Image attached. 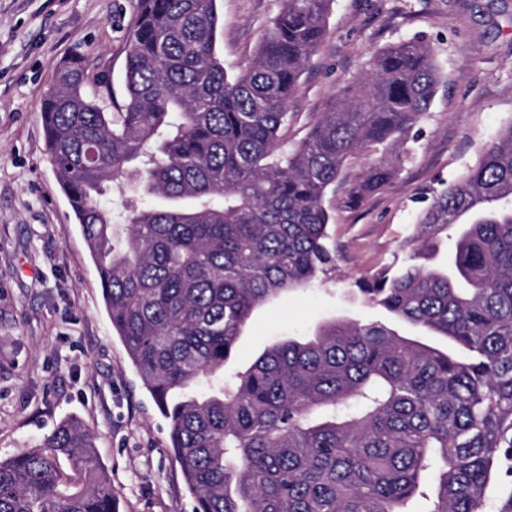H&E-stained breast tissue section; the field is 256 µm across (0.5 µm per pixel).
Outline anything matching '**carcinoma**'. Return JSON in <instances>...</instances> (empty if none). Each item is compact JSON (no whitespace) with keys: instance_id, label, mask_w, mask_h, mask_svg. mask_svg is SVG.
<instances>
[{"instance_id":"cac0c4a2","label":"carcinoma","mask_w":512,"mask_h":512,"mask_svg":"<svg viewBox=\"0 0 512 512\" xmlns=\"http://www.w3.org/2000/svg\"><path fill=\"white\" fill-rule=\"evenodd\" d=\"M334 4L279 0L230 75L218 0H137L124 103L106 111L69 62L43 100L48 153L195 512H414L419 497L424 512H483L512 475V121L433 192L403 261L355 281L364 303L447 347L334 318L274 342L224 386L254 311L336 271L326 197L343 169L362 166L341 201L357 208L411 158L441 80L425 41L380 48L283 149ZM129 176L157 202L123 206L118 252L99 197ZM0 512H116L91 434L65 420L0 459Z\"/></svg>"}]
</instances>
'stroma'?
Segmentation results:
<instances>
[{
    "label": "stroma",
    "instance_id": "obj_1",
    "mask_svg": "<svg viewBox=\"0 0 512 512\" xmlns=\"http://www.w3.org/2000/svg\"><path fill=\"white\" fill-rule=\"evenodd\" d=\"M218 48L228 72L250 59L279 0H219ZM136 0H0V458L28 450L63 420L93 436L118 512H193L167 420L112 330L98 271L51 166L41 104L78 58L108 110L124 95ZM428 42L442 82L410 161L356 209L337 208L340 257L330 279L255 311L225 377L266 347L333 318L380 320L353 294L390 263L422 197L474 164L512 120V0H336L328 34L289 106L299 141L370 52Z\"/></svg>",
    "mask_w": 512,
    "mask_h": 512
}]
</instances>
